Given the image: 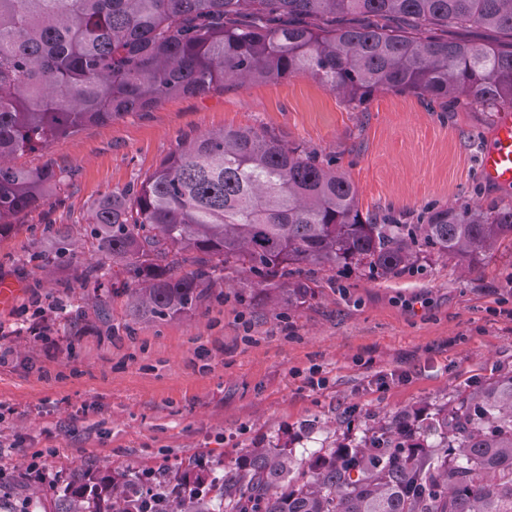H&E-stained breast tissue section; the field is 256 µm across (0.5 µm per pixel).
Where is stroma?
I'll return each instance as SVG.
<instances>
[{"label":"stroma","mask_w":512,"mask_h":512,"mask_svg":"<svg viewBox=\"0 0 512 512\" xmlns=\"http://www.w3.org/2000/svg\"><path fill=\"white\" fill-rule=\"evenodd\" d=\"M494 119L478 103L393 91L356 108L299 76L173 97L17 156L62 181L56 199L0 240V280L20 288L0 308L10 350L0 364V490L31 489L53 512L83 468L173 472L203 457L219 475L251 446L285 443L299 455L347 443L383 415L433 408L460 384L512 370L511 239L471 273L433 257L392 280L341 274L335 292L277 311L228 286L191 319L149 322L133 320L111 281H71L49 253L55 280L37 288L29 263L45 224L85 223L102 195L143 179L179 140L224 127L263 126L336 155L366 211L509 203L512 192L479 174ZM44 317L41 341L32 328ZM314 371L324 388L307 386ZM34 464L55 482L28 483Z\"/></svg>","instance_id":"stroma-1"}]
</instances>
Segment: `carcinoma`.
Segmentation results:
<instances>
[{
	"mask_svg": "<svg viewBox=\"0 0 512 512\" xmlns=\"http://www.w3.org/2000/svg\"><path fill=\"white\" fill-rule=\"evenodd\" d=\"M494 32L483 42L435 29ZM307 76L358 106L381 91L512 107V0H0V239L61 174L19 154L90 124L227 83ZM71 258V227L45 225ZM86 281L112 273L136 320L189 319L218 281L259 279L242 302L299 307L311 271L414 273L434 255L473 271L512 239V204L428 208L407 224L363 213L336 158L255 126L186 140L82 227ZM128 474L72 475L52 512H135ZM156 512H512V371L429 412L384 415L305 459L270 443L235 470L180 479Z\"/></svg>",
	"mask_w": 512,
	"mask_h": 512,
	"instance_id": "1",
	"label": "carcinoma"
}]
</instances>
